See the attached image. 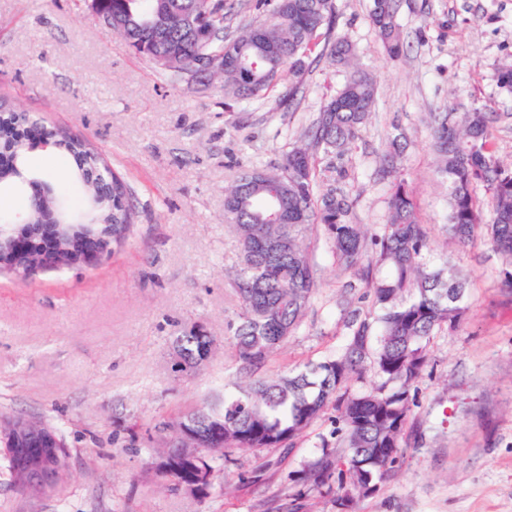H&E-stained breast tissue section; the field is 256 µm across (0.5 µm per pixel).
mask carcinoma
I'll list each match as a JSON object with an SVG mask.
<instances>
[{
    "instance_id": "carcinoma-1",
    "label": "carcinoma",
    "mask_w": 512,
    "mask_h": 512,
    "mask_svg": "<svg viewBox=\"0 0 512 512\" xmlns=\"http://www.w3.org/2000/svg\"><path fill=\"white\" fill-rule=\"evenodd\" d=\"M213 6L217 19L185 30L179 19ZM266 20L232 37L224 32V0H98L112 16V33L149 61L171 58L193 70V80L221 82L229 99L267 95L284 71L301 74L312 53L352 69L344 87L326 100L306 134L307 142L285 154L272 169L243 170L224 199V217L240 243L235 285L241 302L231 330L236 378L224 384L221 408L196 406L161 423L160 432L186 429L209 447L194 464L177 463L153 471L171 489L188 482L195 468L224 460V449L252 452L293 444L326 409L336 410V435L344 455H325L299 477L319 489L336 479V506L345 512L354 502L349 491L371 478L376 486L400 457L408 417L415 406V383L427 365L431 336L455 328L465 314V283L427 265L431 232L418 221L403 168L407 143L396 133L379 175L390 183L384 224L369 231L351 219L352 201L338 187L349 177L344 157L372 117L376 79L355 62L345 35L332 36L336 24L333 0H256ZM396 0H373L371 23L386 51H403L395 22ZM224 54V73L208 69L213 56ZM0 183L31 181L26 153L32 145L25 112L0 103ZM40 139L54 142L76 162L74 178L85 194L71 203L66 184L49 187L37 204L26 201V220L40 223L48 212L63 223L60 261L73 267L71 244L87 239L110 254L132 232L135 205L129 185L106 165L85 140L47 125ZM430 145L438 173L448 185L450 240L466 244L483 237L512 267V164L497 158L489 113L478 108L445 112L434 119ZM487 195L483 214L477 190ZM322 232L336 265L370 288V310L356 309L347 320L343 351L310 363L297 373L258 377V369L283 346L310 307L317 288L308 257L307 236ZM217 337L180 329L172 340L190 373L208 363L195 360ZM371 372L370 385L348 388L353 377ZM46 433L40 448L56 446L70 459L66 438L57 427L41 423Z\"/></svg>"
}]
</instances>
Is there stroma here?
<instances>
[{"label": "stroma", "instance_id": "35a3bbf8", "mask_svg": "<svg viewBox=\"0 0 512 512\" xmlns=\"http://www.w3.org/2000/svg\"><path fill=\"white\" fill-rule=\"evenodd\" d=\"M373 0H334L336 33L377 78L373 116L344 162L354 223L382 224L389 186L379 178L394 129L408 137L405 174L429 264L468 279L467 312L428 346L402 441L376 494L352 512H512V290L483 240L445 231L448 190L435 172L428 116L482 108L494 117L496 155L512 163V94L495 68L512 65V0H397L405 54L389 57L370 21ZM347 70L310 59L265 99L226 102L219 83L161 74L105 31L91 0H0V102L85 138L133 193L135 227L97 265L0 275V411L64 430L71 469L60 493L34 499L0 462V512H278L299 474L336 453L335 409L293 447L216 464L202 499L156 482L155 427L175 409L221 394L235 372L221 347L204 374L173 369L170 338L185 324L227 332L240 310L239 243L224 219L225 192L248 167H274L299 145ZM292 108L276 100L291 86ZM318 288L302 322L262 367L273 376L341 351L351 310L368 309L363 281L336 267L322 233L308 236Z\"/></svg>", "mask_w": 512, "mask_h": 512}]
</instances>
